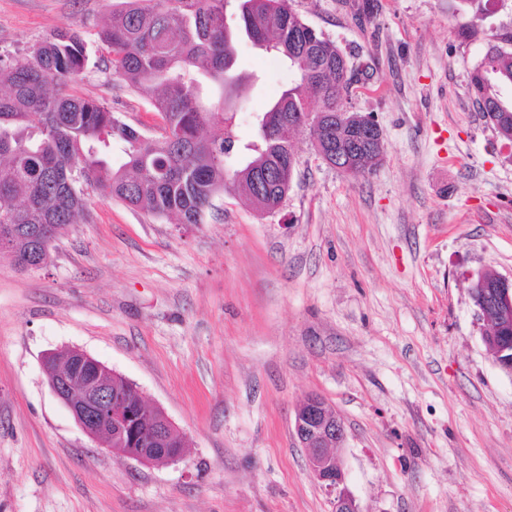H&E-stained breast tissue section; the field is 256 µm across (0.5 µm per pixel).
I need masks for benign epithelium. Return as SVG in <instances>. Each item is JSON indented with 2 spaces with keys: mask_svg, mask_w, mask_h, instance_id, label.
Returning <instances> with one entry per match:
<instances>
[{
  "mask_svg": "<svg viewBox=\"0 0 512 512\" xmlns=\"http://www.w3.org/2000/svg\"><path fill=\"white\" fill-rule=\"evenodd\" d=\"M344 112L336 114L312 113L309 116L316 130L323 133L329 148L324 160L341 171L353 170V157L366 148L378 161L383 156V133L380 126L369 116L354 118L350 137L346 144L333 143L335 124L341 123ZM500 283L480 281L470 289L478 320L486 321V314L496 316L497 335L482 336L485 347L494 363L512 375V278L499 276ZM67 353L74 365L66 373L46 372L48 384L54 395L66 405L83 432L94 442L112 430L124 439L135 427L137 415L124 408L121 398L112 392V369L96 361L88 353L69 348ZM295 435L304 448L309 470L328 499L331 512H361L360 506L345 484V474L332 447L342 448L346 441L344 421L335 409L318 394H308L295 408ZM128 458L142 464L158 462V453L152 448L115 449Z\"/></svg>",
  "mask_w": 512,
  "mask_h": 512,
  "instance_id": "obj_1",
  "label": "benign epithelium"
}]
</instances>
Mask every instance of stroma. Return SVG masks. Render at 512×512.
Returning a JSON list of instances; mask_svg holds the SVG:
<instances>
[{
	"instance_id": "stroma-1",
	"label": "stroma",
	"mask_w": 512,
	"mask_h": 512,
	"mask_svg": "<svg viewBox=\"0 0 512 512\" xmlns=\"http://www.w3.org/2000/svg\"><path fill=\"white\" fill-rule=\"evenodd\" d=\"M121 0H0V54L79 30L76 95L145 132L148 100L102 69L97 32ZM360 74L351 103L383 132L366 175L297 137L282 209L215 197L176 224L100 193L47 265L0 256V512H330L294 433L315 393L345 422L339 449L362 512H512V376L482 343L469 296L512 275V148L469 74L512 0H290ZM233 133L296 78L242 42ZM78 348L135 383L189 447L144 465L100 449L52 393L42 359Z\"/></svg>"
}]
</instances>
